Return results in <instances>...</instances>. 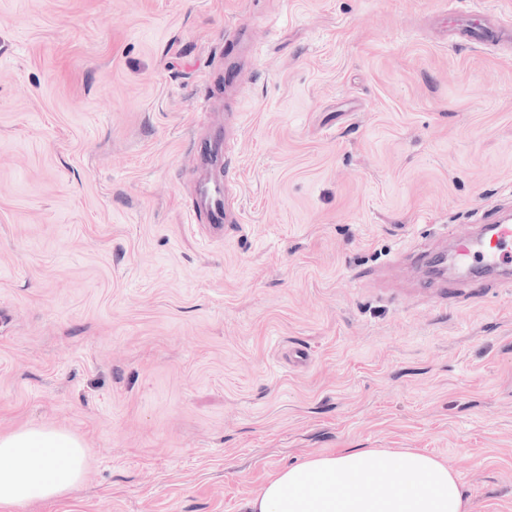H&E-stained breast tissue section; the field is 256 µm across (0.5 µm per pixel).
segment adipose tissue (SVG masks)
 Masks as SVG:
<instances>
[{"instance_id": "ef3b65f1", "label": "adipose tissue", "mask_w": 512, "mask_h": 512, "mask_svg": "<svg viewBox=\"0 0 512 512\" xmlns=\"http://www.w3.org/2000/svg\"><path fill=\"white\" fill-rule=\"evenodd\" d=\"M90 449L71 432L27 427L0 434V507L68 494L83 480ZM245 512H469L457 474L414 450L349 449L280 470Z\"/></svg>"}]
</instances>
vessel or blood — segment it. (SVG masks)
I'll return each mask as SVG.
<instances>
[{
	"label": "vessel or blood",
	"instance_id": "obj_1",
	"mask_svg": "<svg viewBox=\"0 0 512 512\" xmlns=\"http://www.w3.org/2000/svg\"><path fill=\"white\" fill-rule=\"evenodd\" d=\"M472 18L459 27L449 29L448 41L453 45L490 43L505 45L512 42V29L485 18L481 9H473ZM209 173L197 179L194 209L205 221L211 236L223 235L224 226L232 220L227 189L230 181L227 165L228 138L224 128H216L204 150ZM415 273L417 287L429 281L447 287L459 279L494 278L499 287L512 286V221L507 216L496 217L493 223L481 225L474 233L457 231L450 248L424 247L405 260Z\"/></svg>",
	"mask_w": 512,
	"mask_h": 512
}]
</instances>
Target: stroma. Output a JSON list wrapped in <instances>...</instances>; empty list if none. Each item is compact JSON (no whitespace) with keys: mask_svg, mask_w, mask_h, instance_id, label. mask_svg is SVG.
I'll use <instances>...</instances> for the list:
<instances>
[{"mask_svg":"<svg viewBox=\"0 0 512 512\" xmlns=\"http://www.w3.org/2000/svg\"><path fill=\"white\" fill-rule=\"evenodd\" d=\"M512 0H0V432L90 448L12 512H242L344 448L448 462L512 512V287L394 262L512 203ZM258 47L228 71V55ZM240 221L193 224L196 141ZM306 365L286 360L289 347ZM468 20L457 28L448 30V43L452 45L474 44L487 45L488 43L508 45L512 42V30L484 17L480 8H475Z\"/></svg>","mask_w":512,"mask_h":512,"instance_id":"stroma-1","label":"stroma"}]
</instances>
